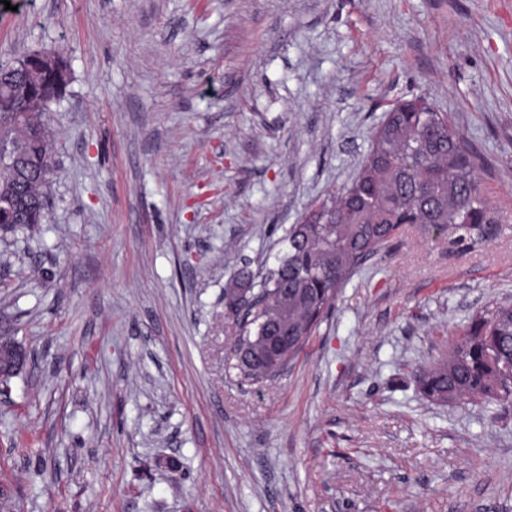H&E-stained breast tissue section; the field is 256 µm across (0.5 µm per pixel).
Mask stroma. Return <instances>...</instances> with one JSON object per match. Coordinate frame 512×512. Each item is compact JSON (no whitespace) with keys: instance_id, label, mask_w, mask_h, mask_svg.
Masks as SVG:
<instances>
[{"instance_id":"obj_1","label":"stroma","mask_w":512,"mask_h":512,"mask_svg":"<svg viewBox=\"0 0 512 512\" xmlns=\"http://www.w3.org/2000/svg\"><path fill=\"white\" fill-rule=\"evenodd\" d=\"M0 64L63 52L45 223L0 241L31 359L8 512H512V402L416 371L512 305V0H10ZM422 98L481 156L493 240L409 224L261 385L224 292L262 275Z\"/></svg>"}]
</instances>
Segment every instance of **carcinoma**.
Segmentation results:
<instances>
[{
    "instance_id": "carcinoma-1",
    "label": "carcinoma",
    "mask_w": 512,
    "mask_h": 512,
    "mask_svg": "<svg viewBox=\"0 0 512 512\" xmlns=\"http://www.w3.org/2000/svg\"><path fill=\"white\" fill-rule=\"evenodd\" d=\"M29 52L18 64L0 67V101L17 82L29 84L22 112L0 111V194L29 202L23 211L0 217L6 236L46 220V187L56 170L53 140L44 120L70 79L39 69ZM479 155L459 136L448 116L422 99L386 113L360 172L339 200L324 203L288 234L277 266L260 282L262 304L238 325L233 368L259 384L268 371L244 359L255 336L276 320L311 333L333 306L354 271L405 224L453 226L471 238L486 239L487 228L501 223L480 188ZM288 305H283V294ZM421 394L448 403L479 398L487 403L512 399V307H498L474 319L448 353L420 372Z\"/></svg>"
}]
</instances>
